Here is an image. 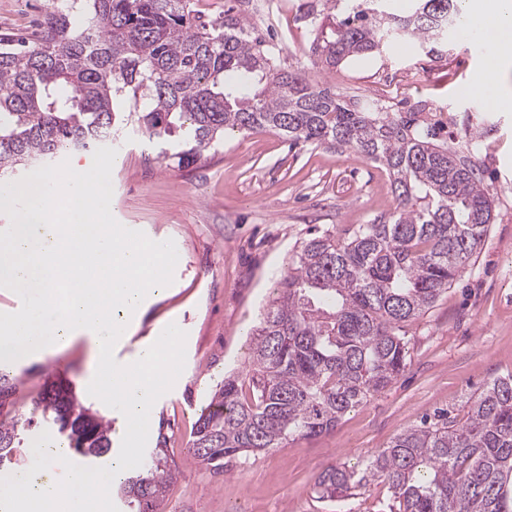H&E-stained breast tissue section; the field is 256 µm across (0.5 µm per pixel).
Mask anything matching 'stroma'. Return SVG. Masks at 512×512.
Returning a JSON list of instances; mask_svg holds the SVG:
<instances>
[{"instance_id":"35a3bbf8","label":"stroma","mask_w":512,"mask_h":512,"mask_svg":"<svg viewBox=\"0 0 512 512\" xmlns=\"http://www.w3.org/2000/svg\"><path fill=\"white\" fill-rule=\"evenodd\" d=\"M50 0H0V33L34 37ZM318 0H287L278 25L263 26L255 0L248 20L280 66L303 70L345 98L383 111L433 120L439 140L474 156L494 196L495 220L478 255L429 310L403 323L408 365L387 388L347 413L335 429L283 448L239 457L223 472L189 450L192 428L209 391L243 370L252 329L273 297L275 281L312 233L343 239L358 225L390 213L396 198L385 169L351 149L293 141L274 132L230 133L224 144L178 165L147 139L120 149L112 169L111 212L127 227L173 240L174 281L144 308L132 337L114 357L129 363L169 318L186 334V361L172 389L152 409L149 434L166 432L176 473L163 512H390L387 485L372 481L340 505L315 495L328 465L360 466L422 416L463 415L486 382L512 372V108L493 109L465 89L483 76V45L448 32L441 52L417 40L326 71L309 47L307 13ZM17 406L27 410L50 375L84 389L90 374L85 343L57 354L11 362Z\"/></svg>"}]
</instances>
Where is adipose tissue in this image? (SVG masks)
Masks as SVG:
<instances>
[{
  "instance_id": "obj_1",
  "label": "adipose tissue",
  "mask_w": 512,
  "mask_h": 512,
  "mask_svg": "<svg viewBox=\"0 0 512 512\" xmlns=\"http://www.w3.org/2000/svg\"><path fill=\"white\" fill-rule=\"evenodd\" d=\"M463 29L487 43L486 71L469 92L490 107L512 105V0H461Z\"/></svg>"
}]
</instances>
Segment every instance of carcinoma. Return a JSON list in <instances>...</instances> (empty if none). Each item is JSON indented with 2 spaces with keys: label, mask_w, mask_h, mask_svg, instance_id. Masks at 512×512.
Masks as SVG:
<instances>
[{
  "label": "carcinoma",
  "mask_w": 512,
  "mask_h": 512,
  "mask_svg": "<svg viewBox=\"0 0 512 512\" xmlns=\"http://www.w3.org/2000/svg\"><path fill=\"white\" fill-rule=\"evenodd\" d=\"M325 0L333 29L311 51L331 69L376 53L387 38L435 44L459 23V0ZM274 53L241 9L205 20L193 0H52L29 41L0 34V181L64 151L112 146L126 127L179 164L224 142L227 131H278L352 149L389 174L396 207L352 236L302 242L276 281L253 332L248 369L211 390L192 429V451L224 459L321 435L406 368L400 324L431 307L470 264L493 222V200L471 157L432 127L347 100ZM17 378L0 365V471L22 455L23 434L56 430L73 454L112 451L110 423L69 382L49 377L29 414L15 408ZM160 432L140 469L118 487L136 512H162L174 473ZM387 481L398 512H512V373L467 402L463 418L423 419L359 470L330 466L323 499L343 500L372 477Z\"/></svg>",
  "instance_id": "carcinoma-1"
}]
</instances>
